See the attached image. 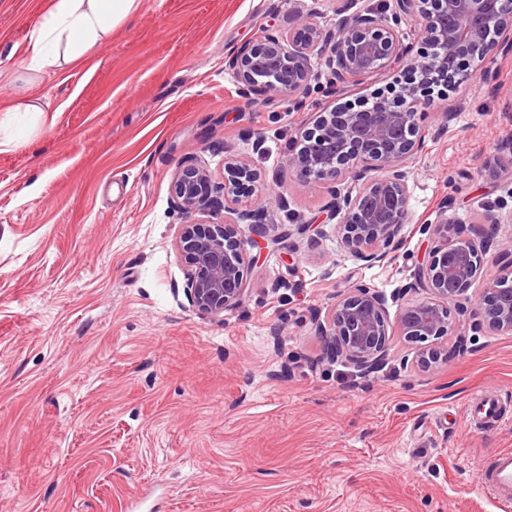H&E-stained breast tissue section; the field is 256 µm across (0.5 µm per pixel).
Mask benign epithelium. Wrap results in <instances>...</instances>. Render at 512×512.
<instances>
[{
    "label": "benign epithelium",
    "mask_w": 512,
    "mask_h": 512,
    "mask_svg": "<svg viewBox=\"0 0 512 512\" xmlns=\"http://www.w3.org/2000/svg\"><path fill=\"white\" fill-rule=\"evenodd\" d=\"M406 26L418 28L419 36L441 53L410 58V78L398 86V104L378 93L367 109L351 105L317 112L312 126L300 134L299 149L284 160L299 184H332L327 217L336 221L347 253L369 264L389 258L409 220L406 167L424 145L419 120L430 106L425 90L459 82L468 61L483 66L512 49V0H382L376 8L351 14L339 10L335 26L327 31L305 17L293 31L268 30L259 42L236 47L226 56L240 97L259 103L278 95L300 104L316 88L315 60L326 57L328 85L342 94L353 83L383 75L408 55ZM481 168L494 180L512 178V156L486 157ZM258 178L248 159L226 156L220 186L192 159L172 179L170 199L181 212L209 209L221 192L224 212L251 226V235L242 237L228 223L181 225L175 245L187 267L184 292L199 316H219L245 299L251 248L267 237L268 227L255 222L254 210L239 208L238 193ZM344 183L357 187L356 192L341 193L338 185ZM500 223L502 217L489 206L479 231L460 235L448 226V202L443 201L435 222L423 225L435 246L418 264L414 287L426 297L400 304L397 325L402 336L419 345L424 368L448 360V350L435 341L452 328L451 302L459 304L458 315L473 329L512 334V259L499 262L480 299L468 296ZM387 304L384 293L364 285L337 295L327 320L316 323L326 359H340L367 375L384 365L390 340Z\"/></svg>",
    "instance_id": "obj_1"
}]
</instances>
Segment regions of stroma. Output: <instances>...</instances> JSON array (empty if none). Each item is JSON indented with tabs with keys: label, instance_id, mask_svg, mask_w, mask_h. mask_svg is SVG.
<instances>
[{
	"label": "stroma",
	"instance_id": "35a3bbf8",
	"mask_svg": "<svg viewBox=\"0 0 512 512\" xmlns=\"http://www.w3.org/2000/svg\"><path fill=\"white\" fill-rule=\"evenodd\" d=\"M48 0H0V105L21 98L28 28ZM361 0H143L86 65L39 76L55 112L0 129V512H494L477 483L484 459L512 449V335L457 325L462 357L425 370L393 330L388 362L361 376L323 358L316 323L358 283L384 294L411 283L431 246L421 226L449 199L471 232L486 205L512 241V179L484 157L512 139V52L491 77L435 88L409 166L410 219L394 259L345 253L326 217L328 183L283 167L298 129L322 107L390 91L405 63L350 94L315 92L238 112L224 56L265 30L311 16L332 28ZM455 113L438 132L442 113ZM265 134L255 152L256 134ZM259 171L241 198L262 208L278 245L247 270L236 309L202 317L184 294L175 248L198 221L170 204L189 158L222 178L225 155ZM303 231H292L297 220ZM505 420L477 432L464 404L487 388Z\"/></svg>",
	"mask_w": 512,
	"mask_h": 512
}]
</instances>
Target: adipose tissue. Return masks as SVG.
<instances>
[{
    "label": "adipose tissue",
    "instance_id": "obj_1",
    "mask_svg": "<svg viewBox=\"0 0 512 512\" xmlns=\"http://www.w3.org/2000/svg\"><path fill=\"white\" fill-rule=\"evenodd\" d=\"M141 5L142 0H50L28 32L26 70L42 74L65 65H85Z\"/></svg>",
    "mask_w": 512,
    "mask_h": 512
}]
</instances>
